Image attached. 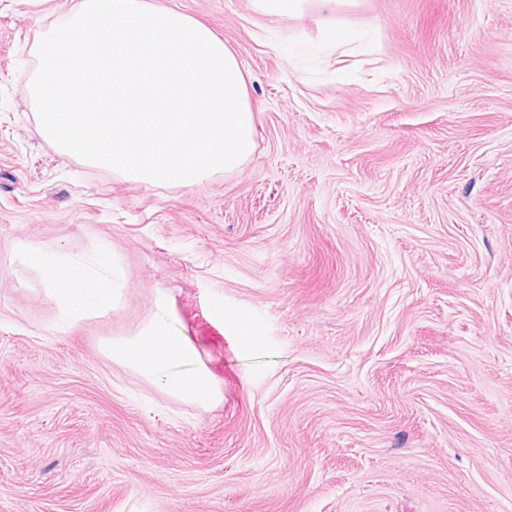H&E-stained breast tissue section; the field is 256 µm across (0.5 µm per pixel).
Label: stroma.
<instances>
[{
  "mask_svg": "<svg viewBox=\"0 0 512 512\" xmlns=\"http://www.w3.org/2000/svg\"><path fill=\"white\" fill-rule=\"evenodd\" d=\"M172 2L255 120L190 188L42 139L34 48L70 0H0V512H512V0H360L340 48L313 9ZM104 245L111 312L56 331L26 248ZM160 293L220 402L106 355Z\"/></svg>",
  "mask_w": 512,
  "mask_h": 512,
  "instance_id": "35a3bbf8",
  "label": "stroma"
}]
</instances>
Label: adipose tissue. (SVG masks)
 Returning a JSON list of instances; mask_svg holds the SVG:
<instances>
[{
  "mask_svg": "<svg viewBox=\"0 0 512 512\" xmlns=\"http://www.w3.org/2000/svg\"><path fill=\"white\" fill-rule=\"evenodd\" d=\"M344 0H253L255 8L274 14L302 15L314 5L328 39L335 44L355 40L358 30L341 25L337 8ZM34 264L43 274L46 297L62 321H77L106 313L112 308V284L107 271L112 263L109 248H101L93 261L63 252L31 250ZM106 349L114 363L135 373L158 391L198 405L219 401L220 388L188 337L172 326L164 297H157L149 321L133 336H118Z\"/></svg>",
  "mask_w": 512,
  "mask_h": 512,
  "instance_id": "1",
  "label": "adipose tissue"
}]
</instances>
